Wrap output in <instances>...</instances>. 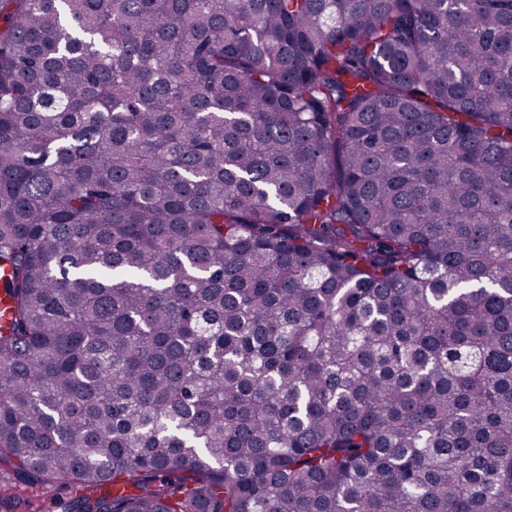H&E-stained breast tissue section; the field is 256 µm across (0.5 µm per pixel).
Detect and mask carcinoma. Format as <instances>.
I'll return each mask as SVG.
<instances>
[{
    "label": "carcinoma",
    "mask_w": 512,
    "mask_h": 512,
    "mask_svg": "<svg viewBox=\"0 0 512 512\" xmlns=\"http://www.w3.org/2000/svg\"><path fill=\"white\" fill-rule=\"evenodd\" d=\"M0 296L68 512H512V0H0Z\"/></svg>",
    "instance_id": "1"
}]
</instances>
